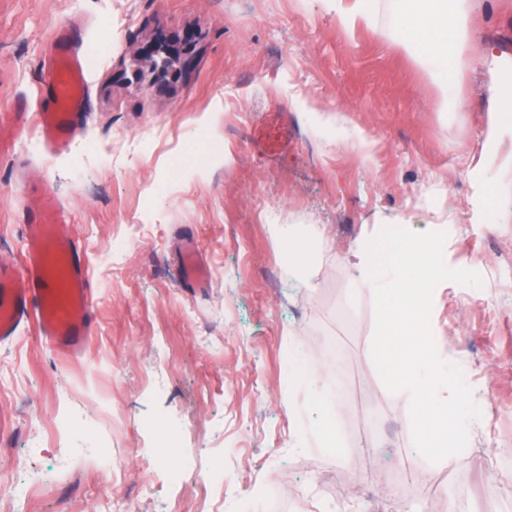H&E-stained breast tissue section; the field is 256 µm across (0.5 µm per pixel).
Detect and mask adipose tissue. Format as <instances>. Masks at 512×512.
Listing matches in <instances>:
<instances>
[{
    "label": "adipose tissue",
    "mask_w": 512,
    "mask_h": 512,
    "mask_svg": "<svg viewBox=\"0 0 512 512\" xmlns=\"http://www.w3.org/2000/svg\"><path fill=\"white\" fill-rule=\"evenodd\" d=\"M334 10L345 28L364 26L379 30V6L376 0H325ZM404 20L412 33L424 44V54L433 67H441L450 54L468 47L477 38L475 30L466 27L465 20L473 9L474 0H404ZM469 70L481 73L490 96L487 101V121L482 158L475 167V174H482L496 159L495 148L506 134H512V112L506 110L505 99H512V84L507 75L512 74V56L487 47L467 59ZM278 235L285 246L288 265L301 285L315 289L310 273L313 249L303 232L291 225H279ZM315 369L306 366L299 354H291L288 362L289 396L308 395L314 403L321 445L334 448L338 440L334 434L335 409L331 401L321 398L315 391Z\"/></svg>",
    "instance_id": "adipose-tissue-1"
}]
</instances>
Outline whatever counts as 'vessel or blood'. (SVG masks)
Listing matches in <instances>:
<instances>
[{
	"instance_id": "1",
	"label": "vessel or blood",
	"mask_w": 512,
	"mask_h": 512,
	"mask_svg": "<svg viewBox=\"0 0 512 512\" xmlns=\"http://www.w3.org/2000/svg\"><path fill=\"white\" fill-rule=\"evenodd\" d=\"M86 76L83 57L52 59L45 85L37 92L41 107L35 112L15 109V129L24 133L37 126L49 149L76 136L86 110ZM70 224L66 207L52 193H44L24 225L22 263H0L1 343L11 340L33 316L41 338L58 351L76 355L84 349L92 334L95 304L86 258ZM182 259L186 279L204 283L207 273L194 240L184 242Z\"/></svg>"
}]
</instances>
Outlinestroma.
<instances>
[{"label": "stroma", "mask_w": 512, "mask_h": 512, "mask_svg": "<svg viewBox=\"0 0 512 512\" xmlns=\"http://www.w3.org/2000/svg\"><path fill=\"white\" fill-rule=\"evenodd\" d=\"M468 25L512 55V0H477ZM187 41L189 70L156 68ZM58 53L86 60L88 116L49 150L7 114L34 99ZM446 88L464 108L444 103ZM488 95L458 60L430 69L410 32L344 28L323 0H0V262L20 261L25 215L50 190L87 254L96 318L76 357L31 321L0 343V512H246L270 483L297 512L322 499L389 512L394 467L422 512L457 498L480 512L499 494L512 505V480L476 463L492 448L512 469V190L488 198L490 221L469 207ZM336 110L363 140L313 125ZM437 218L449 255L482 278L433 303L435 340L481 416L468 453L432 463L406 399L375 369V300L353 288L344 256L375 225ZM274 224L322 233L315 291L288 275ZM189 235L203 288L182 276ZM330 337L344 373L324 357ZM293 341L321 391L340 374L353 392L335 406L337 458L291 446L311 416L283 397ZM370 416L371 461L351 452ZM157 419L178 422L175 441L151 429ZM86 430L110 447L111 471ZM175 468L209 473L208 489L172 486Z\"/></svg>", "instance_id": "35a3bbf8"}]
</instances>
